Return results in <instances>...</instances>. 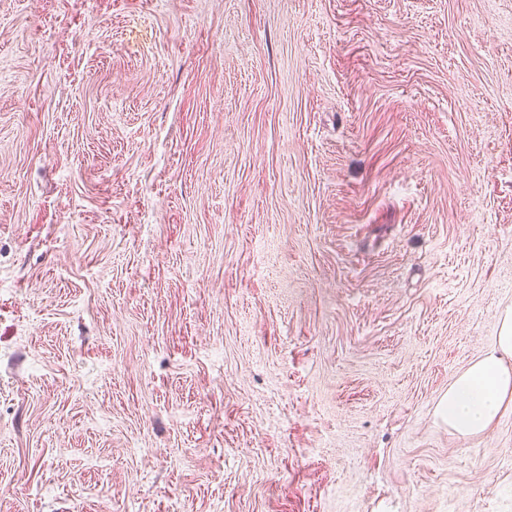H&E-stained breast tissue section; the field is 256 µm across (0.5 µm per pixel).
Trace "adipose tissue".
I'll return each mask as SVG.
<instances>
[{"label": "adipose tissue", "instance_id": "1", "mask_svg": "<svg viewBox=\"0 0 512 512\" xmlns=\"http://www.w3.org/2000/svg\"><path fill=\"white\" fill-rule=\"evenodd\" d=\"M512 405V309L505 311L494 342L449 385L441 416L463 437L487 430Z\"/></svg>", "mask_w": 512, "mask_h": 512}]
</instances>
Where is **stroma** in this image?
Listing matches in <instances>:
<instances>
[{"label":"stroma","mask_w":512,"mask_h":512,"mask_svg":"<svg viewBox=\"0 0 512 512\" xmlns=\"http://www.w3.org/2000/svg\"><path fill=\"white\" fill-rule=\"evenodd\" d=\"M512 0H0V512H512ZM512 309L501 317L493 345L449 385L440 403L448 427L462 437L487 430L512 406Z\"/></svg>","instance_id":"35a3bbf8"}]
</instances>
